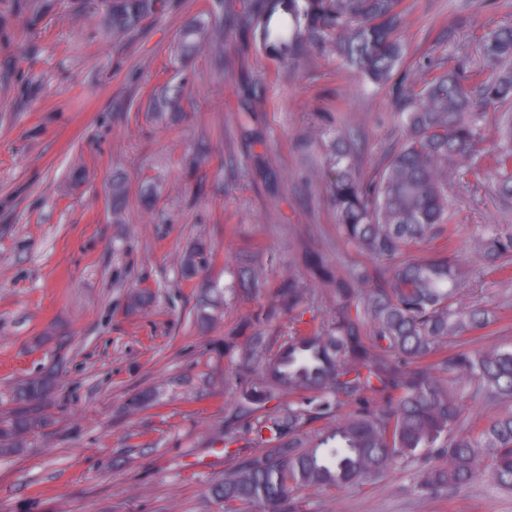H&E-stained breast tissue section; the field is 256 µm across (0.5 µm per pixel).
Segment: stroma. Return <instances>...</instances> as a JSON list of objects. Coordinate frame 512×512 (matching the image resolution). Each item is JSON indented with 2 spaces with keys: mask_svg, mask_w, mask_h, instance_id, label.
<instances>
[{
  "mask_svg": "<svg viewBox=\"0 0 512 512\" xmlns=\"http://www.w3.org/2000/svg\"><path fill=\"white\" fill-rule=\"evenodd\" d=\"M213 0H171L112 37L93 0H52L31 20L0 0V404L18 381L56 374L53 424L21 456L0 459V512H222L207 492L229 465L200 459L224 445V417L245 366L238 345L284 334L268 310L287 277L326 317L331 288L306 265L392 268L348 244L326 178L325 142L361 134L363 173L404 134L391 85L347 72L310 49L294 64L263 56L240 30L222 56L178 58L180 35ZM396 78L424 77L425 57L477 58L489 31L512 23V0H403ZM182 85L183 114L158 119L154 99ZM127 197L114 213L113 179ZM469 175L452 183L467 241L470 304L512 307V265L474 248L485 225L512 231V206ZM209 242L207 266L183 278L187 245ZM256 288L230 292L241 264ZM149 305L128 308L132 291ZM151 391L141 410L130 398ZM415 466L367 485L300 492L305 512H512V495L477 482L432 498Z\"/></svg>",
  "mask_w": 512,
  "mask_h": 512,
  "instance_id": "obj_1",
  "label": "stroma"
}]
</instances>
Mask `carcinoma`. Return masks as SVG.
Masks as SVG:
<instances>
[{"label":"carcinoma","instance_id":"obj_1","mask_svg":"<svg viewBox=\"0 0 512 512\" xmlns=\"http://www.w3.org/2000/svg\"><path fill=\"white\" fill-rule=\"evenodd\" d=\"M402 0H218L224 19L249 33L258 49L283 63L307 47L332 50L366 81L386 85L402 59L395 31ZM162 0H109L104 25L113 34L137 28ZM226 26L210 19L185 28L181 53L200 45L224 50ZM481 60L450 68L427 60L431 77L393 84L406 136L384 168L360 173L352 148L357 133L336 132L330 196L345 240L379 259L382 268L336 275V307L306 329L249 337L246 359L263 364L261 378L239 379L238 397L224 418L225 453L234 466L209 492L224 512H300L303 489L339 490L372 483L397 464L420 463L415 491L443 496L479 480L512 494V348L468 349L458 339L507 318L467 304L461 225L452 221L450 185L465 171L512 203V26L481 40ZM183 91L166 88L159 112L180 111ZM494 126L497 139L488 140ZM443 244L421 256L400 255L423 243ZM484 259L512 264V232L485 227ZM209 260L196 241L184 252L181 274L195 277ZM308 291L293 279L278 308L293 313ZM58 388L52 374L13 387L0 412V458L23 452L52 424L46 412ZM278 400L274 413L264 406ZM503 408L475 416L469 401ZM328 424L314 432L318 421ZM245 445L236 447V444Z\"/></svg>","mask_w":512,"mask_h":512}]
</instances>
